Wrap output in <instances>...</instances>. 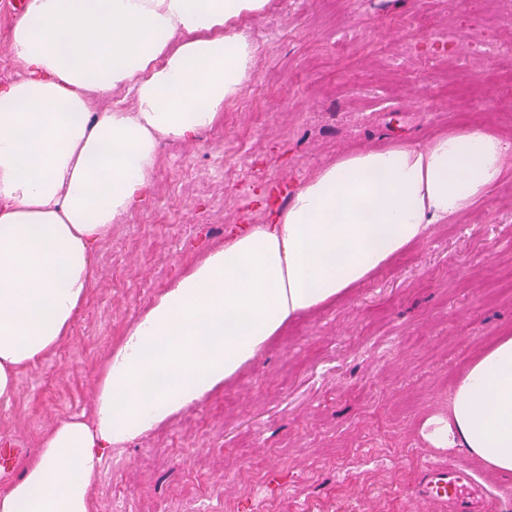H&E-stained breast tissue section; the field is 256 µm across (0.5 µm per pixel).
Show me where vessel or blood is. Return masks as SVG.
Listing matches in <instances>:
<instances>
[{
	"mask_svg": "<svg viewBox=\"0 0 512 512\" xmlns=\"http://www.w3.org/2000/svg\"><path fill=\"white\" fill-rule=\"evenodd\" d=\"M417 496L434 512H492L493 499L475 476L458 463H425L420 472Z\"/></svg>",
	"mask_w": 512,
	"mask_h": 512,
	"instance_id": "obj_1",
	"label": "vessel or blood"
}]
</instances>
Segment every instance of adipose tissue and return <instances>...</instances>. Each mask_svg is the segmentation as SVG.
Returning a JSON list of instances; mask_svg holds the SVG:
<instances>
[{"label": "adipose tissue", "instance_id": "obj_1", "mask_svg": "<svg viewBox=\"0 0 512 512\" xmlns=\"http://www.w3.org/2000/svg\"><path fill=\"white\" fill-rule=\"evenodd\" d=\"M270 0H30L25 70L0 84V405L70 335L96 250L151 190L161 142L220 125ZM128 87L130 109H90ZM512 143L476 121L422 145L340 155L274 223L225 239L165 288L99 369L91 419L46 431L0 512H91L101 462L221 390L289 323L331 305L499 181ZM422 435L512 476V333L454 381Z\"/></svg>", "mask_w": 512, "mask_h": 512}]
</instances>
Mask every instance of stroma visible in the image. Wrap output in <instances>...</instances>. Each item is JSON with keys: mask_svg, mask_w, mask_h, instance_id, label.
I'll use <instances>...</instances> for the list:
<instances>
[{"mask_svg": "<svg viewBox=\"0 0 512 512\" xmlns=\"http://www.w3.org/2000/svg\"><path fill=\"white\" fill-rule=\"evenodd\" d=\"M425 14L428 27L411 17ZM252 75L202 141L162 143L153 194L113 224L70 337L23 370L0 406L17 448L0 489L59 419L91 413L98 370L153 298L230 233L271 223L321 165L352 150L422 144L479 121L512 129L498 88L512 12L478 0H271L250 21ZM493 39L499 51L480 53ZM512 160L489 194L345 299L288 324L223 391L113 449L92 512H430L421 465L460 461L497 512L512 477L430 446L425 420L483 346L512 332Z\"/></svg>", "mask_w": 512, "mask_h": 512, "instance_id": "obj_1", "label": "stroma"}]
</instances>
